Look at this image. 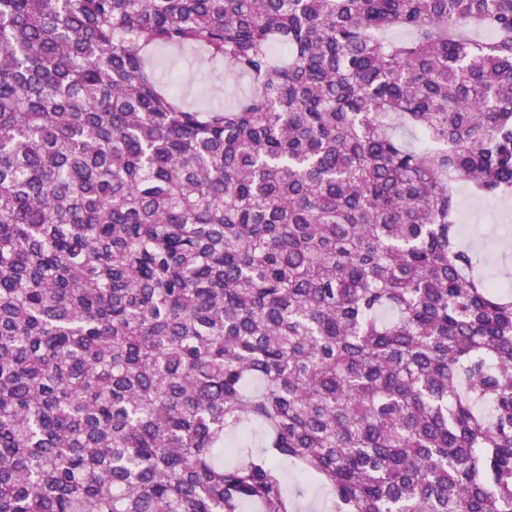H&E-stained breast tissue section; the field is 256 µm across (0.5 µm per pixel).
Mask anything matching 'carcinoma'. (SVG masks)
Wrapping results in <instances>:
<instances>
[{"mask_svg": "<svg viewBox=\"0 0 512 512\" xmlns=\"http://www.w3.org/2000/svg\"><path fill=\"white\" fill-rule=\"evenodd\" d=\"M460 183L512 198V0H0V512H512ZM161 56L167 59L165 68L158 64L161 78L165 80L172 75L180 84L190 81L182 86V93L188 102L200 107L219 102L230 105L247 87L245 79L229 75L224 65L197 62L191 50H170Z\"/></svg>", "mask_w": 512, "mask_h": 512, "instance_id": "cac0c4a2", "label": "carcinoma"}]
</instances>
